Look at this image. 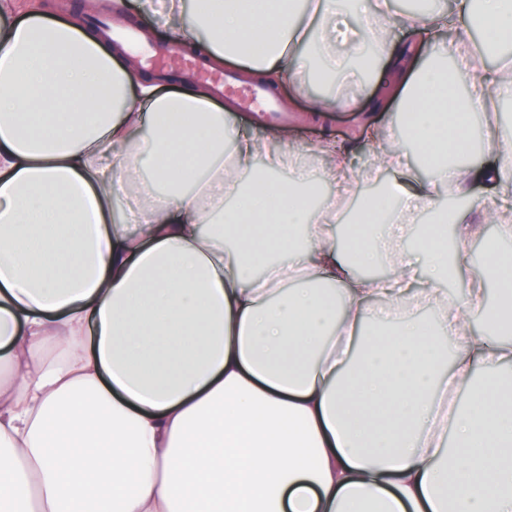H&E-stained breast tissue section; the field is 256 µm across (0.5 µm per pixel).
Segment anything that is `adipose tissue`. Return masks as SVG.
I'll return each mask as SVG.
<instances>
[{
    "mask_svg": "<svg viewBox=\"0 0 512 512\" xmlns=\"http://www.w3.org/2000/svg\"><path fill=\"white\" fill-rule=\"evenodd\" d=\"M351 3L359 33L336 0H170L160 27L271 85L374 44L373 99L413 114L435 175L390 140L380 162L404 176L345 249L335 210L302 201L347 187L335 139L320 170L289 172L292 130L242 133L208 87L160 93L81 19L0 0V512H512V281L497 250L479 272L467 248L512 215V134L461 159L470 118L512 98V56L488 66L473 45L512 39V0ZM408 27L431 60L399 44ZM448 59L475 75L464 97ZM477 186L493 209L410 246L417 214ZM383 262L392 276L368 275ZM422 301L429 328L407 314ZM487 314L490 340L470 329Z\"/></svg>",
    "mask_w": 512,
    "mask_h": 512,
    "instance_id": "adipose-tissue-1",
    "label": "adipose tissue"
}]
</instances>
